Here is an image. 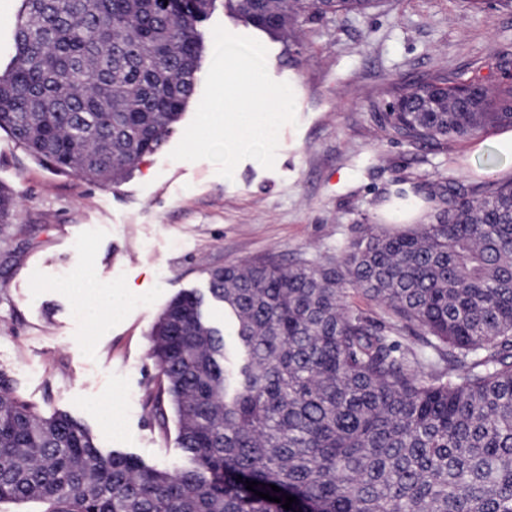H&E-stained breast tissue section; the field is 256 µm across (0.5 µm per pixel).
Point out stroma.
I'll return each mask as SVG.
<instances>
[{"instance_id":"1","label":"stroma","mask_w":512,"mask_h":512,"mask_svg":"<svg viewBox=\"0 0 512 512\" xmlns=\"http://www.w3.org/2000/svg\"><path fill=\"white\" fill-rule=\"evenodd\" d=\"M218 25L258 39L270 77L293 89L296 121L279 131L273 169L245 159L228 179L210 161L170 159L199 89L163 147L114 187L59 174L0 131V185L19 196L0 226V372L42 413L84 423L103 450L160 468L184 452L174 415L152 409L150 332L178 293L206 294L211 269L247 260L340 257L364 228H394L385 204L397 191L503 178L485 162L498 129L438 148L389 139L379 122L399 96L448 73L512 76V9L498 0H379L368 16L311 24L286 41L233 20L216 0L199 25L205 70ZM76 278L134 291L99 334L62 289ZM110 397L117 432L98 411Z\"/></svg>"}]
</instances>
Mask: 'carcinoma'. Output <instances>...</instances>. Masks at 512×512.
<instances>
[{
    "instance_id": "obj_1",
    "label": "carcinoma",
    "mask_w": 512,
    "mask_h": 512,
    "mask_svg": "<svg viewBox=\"0 0 512 512\" xmlns=\"http://www.w3.org/2000/svg\"><path fill=\"white\" fill-rule=\"evenodd\" d=\"M214 0H23L0 74V130L61 174L120 184L158 151L195 91L198 25ZM281 38L291 25L367 16L377 0H224ZM389 136L439 147L512 127L493 94L450 73L401 95ZM429 224L371 228L340 259L216 268L209 294L173 298L151 333L189 464L104 452L0 374V503L45 512H512V181L432 187ZM14 191L0 187V224ZM352 286L389 311L343 303ZM420 330L418 343L403 341ZM296 497L292 509L246 489ZM280 491L275 492L271 485Z\"/></svg>"
}]
</instances>
